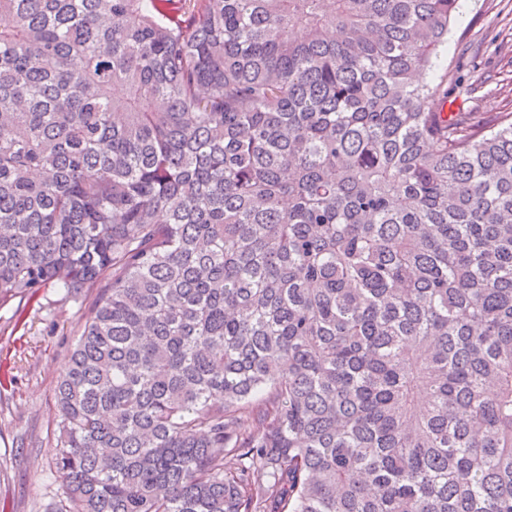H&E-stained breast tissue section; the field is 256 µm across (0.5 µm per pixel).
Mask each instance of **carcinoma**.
<instances>
[{
  "instance_id": "obj_1",
  "label": "carcinoma",
  "mask_w": 512,
  "mask_h": 512,
  "mask_svg": "<svg viewBox=\"0 0 512 512\" xmlns=\"http://www.w3.org/2000/svg\"><path fill=\"white\" fill-rule=\"evenodd\" d=\"M458 0H0V306L93 297L53 512H512V112ZM443 51L468 90L449 95V112L479 123L512 112V0H461Z\"/></svg>"
}]
</instances>
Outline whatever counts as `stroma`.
Returning <instances> with one entry per match:
<instances>
[{
	"label": "stroma",
	"mask_w": 512,
	"mask_h": 512,
	"mask_svg": "<svg viewBox=\"0 0 512 512\" xmlns=\"http://www.w3.org/2000/svg\"><path fill=\"white\" fill-rule=\"evenodd\" d=\"M444 51L467 89L452 111L481 123L512 112V0H460ZM92 316L91 300L55 287L24 310L0 307V512H51L66 496L54 389Z\"/></svg>",
	"instance_id": "obj_1"
}]
</instances>
